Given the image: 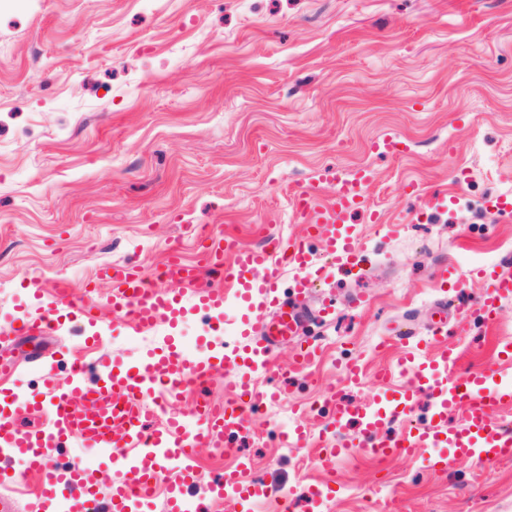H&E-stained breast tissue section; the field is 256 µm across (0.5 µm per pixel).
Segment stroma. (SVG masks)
Listing matches in <instances>:
<instances>
[{"mask_svg": "<svg viewBox=\"0 0 512 512\" xmlns=\"http://www.w3.org/2000/svg\"><path fill=\"white\" fill-rule=\"evenodd\" d=\"M388 134L405 153L374 151ZM363 167L381 221L346 220L364 248L359 268L340 270L310 244L324 273L306 304L328 314L304 336L323 354L301 369L292 344L280 346L270 382L281 397L231 438L233 454L198 448L192 492L208 512H235L211 485L242 460L280 491L251 512H282L287 499L293 512H512V458L443 471L428 448L380 465L357 424L326 429L330 390L372 405L412 386L397 360L437 326L458 352L455 376L512 381L498 356L512 343V298L486 317L477 276H512V217L488 208L512 196V0H0V330L37 316L31 282L63 279L101 304V352L116 365H138L169 333L195 355L223 351L240 307L129 336L100 268L131 261L154 277L172 243L194 262L204 231L242 248L263 224L301 236L292 189L329 196L328 172ZM78 341L63 328L0 345V356L21 368L18 393L38 399L46 378L66 383ZM351 362L365 371L356 385L342 372ZM382 367L390 384L375 378ZM302 415L310 446H283ZM323 437L348 453L316 458ZM77 457L95 464L108 501L116 473L94 449L72 437L50 463ZM310 485L321 503L308 501Z\"/></svg>", "mask_w": 512, "mask_h": 512, "instance_id": "35a3bbf8", "label": "stroma"}]
</instances>
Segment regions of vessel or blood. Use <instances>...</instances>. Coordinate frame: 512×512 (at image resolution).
<instances>
[{
    "label": "vessel or blood",
    "instance_id": "b4317fda",
    "mask_svg": "<svg viewBox=\"0 0 512 512\" xmlns=\"http://www.w3.org/2000/svg\"><path fill=\"white\" fill-rule=\"evenodd\" d=\"M336 190L322 199L311 186L293 193L295 209L305 218L302 237L285 238L272 226L262 228L258 247L244 250L224 235L205 236L199 261L182 262L176 249H168L155 280L187 283L197 287L195 305L222 308L228 297L245 302L247 312L241 321L240 339L228 358L241 367L233 381L236 399L225 405L213 404L206 395L194 402L193 420L168 415L166 404L187 386L201 385L215 365V357L199 358L185 354L177 345L149 356L132 368L88 363L74 357L64 386L52 387L40 400L15 398L13 412L0 410V483L11 482L15 474L8 461L24 457L30 471L43 474L37 490L40 512H143L158 476L168 464L178 463L179 477L168 489V512H194L196 505L189 490L197 480L194 450L216 445L237 434L252 415L261 412L264 398H277V391L260 397L255 391L259 377L273 366L278 347L295 340L305 313L281 304L275 292L285 269L297 272V290L311 285L315 267L309 240H318L322 250L347 268L360 262L359 245L352 230H340L347 213L366 205L365 186L371 180L369 169L333 177ZM103 274L112 282V310L128 319V333L140 335L158 326H172L185 311L183 295L155 287L137 266L114 264ZM50 301L41 304L40 314L13 322L9 333L18 339L45 336L61 322L96 323L98 307L92 299H73L67 281L53 285ZM512 296V277L490 275L481 297V308L494 315L502 298ZM457 355L440 350L438 357L428 351L406 360L415 378L414 388L393 395L395 414H405L417 392L429 391L435 398L433 425L395 438L383 436V417L365 405L350 403L331 394V427L358 421L360 447L385 460L397 453L413 454L417 449L437 447L436 463L449 468L465 458L489 464L512 455V433L499 430L491 413L495 407L512 403V388L490 387L486 373L472 372L458 385H442L437 371L454 369ZM49 413V429L21 430L14 412ZM460 416L459 425L448 422L449 414ZM79 438L87 447L111 459L121 473L112 487L109 504H102L93 488V467L86 461H72L61 475H53L48 464L49 448L67 437ZM219 497L236 504L267 494V487L249 477L247 465L225 473L213 484Z\"/></svg>",
    "mask_w": 512,
    "mask_h": 512
}]
</instances>
